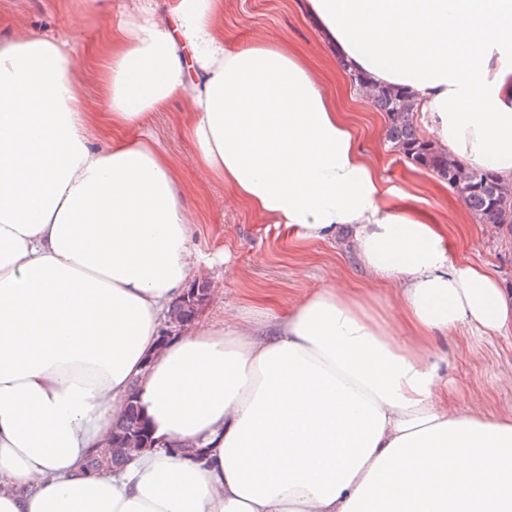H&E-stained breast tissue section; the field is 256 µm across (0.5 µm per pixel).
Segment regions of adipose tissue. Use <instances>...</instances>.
I'll return each mask as SVG.
<instances>
[{"label": "adipose tissue", "instance_id": "1", "mask_svg": "<svg viewBox=\"0 0 512 512\" xmlns=\"http://www.w3.org/2000/svg\"><path fill=\"white\" fill-rule=\"evenodd\" d=\"M222 10L128 13L101 112L69 41L0 36V512H512V414L449 412L433 353L512 332V291L454 261L459 225L387 184L295 55L218 36ZM306 13L348 69L412 90L428 141L512 183V0ZM179 97L196 164L300 239L344 237L394 287L388 320L371 292L319 288L159 345L214 260L165 150L126 130ZM132 402L153 447L89 470Z\"/></svg>", "mask_w": 512, "mask_h": 512}]
</instances>
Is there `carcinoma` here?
I'll return each instance as SVG.
<instances>
[{
	"instance_id": "cac0c4a2",
	"label": "carcinoma",
	"mask_w": 512,
	"mask_h": 512,
	"mask_svg": "<svg viewBox=\"0 0 512 512\" xmlns=\"http://www.w3.org/2000/svg\"><path fill=\"white\" fill-rule=\"evenodd\" d=\"M348 77L353 85L370 90L374 105L385 113V135L395 151L447 182L482 223L496 224L512 233V185L500 182L488 171L463 170L448 153L424 139L414 123V100L407 88H375L359 72H350ZM142 420L137 405L131 404L122 422L112 426V434L117 442L112 451V466H120L127 459L128 448L137 442Z\"/></svg>"
}]
</instances>
